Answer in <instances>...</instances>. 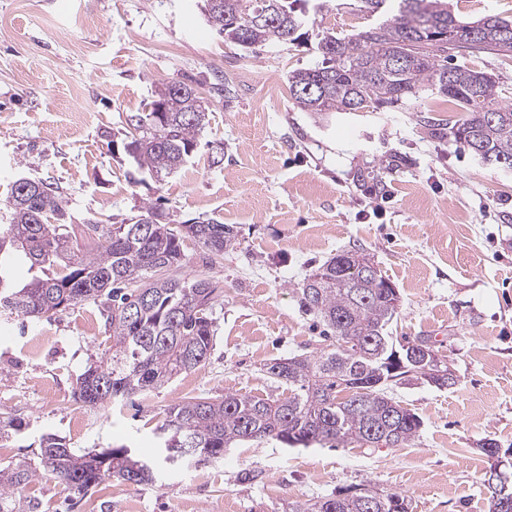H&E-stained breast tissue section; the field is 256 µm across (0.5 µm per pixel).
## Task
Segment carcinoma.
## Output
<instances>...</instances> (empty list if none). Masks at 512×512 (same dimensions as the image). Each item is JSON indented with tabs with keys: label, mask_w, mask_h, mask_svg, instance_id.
<instances>
[{
	"label": "carcinoma",
	"mask_w": 512,
	"mask_h": 512,
	"mask_svg": "<svg viewBox=\"0 0 512 512\" xmlns=\"http://www.w3.org/2000/svg\"><path fill=\"white\" fill-rule=\"evenodd\" d=\"M207 22L224 40L242 43L236 32L247 29L250 45L293 44L305 24L298 0H211ZM363 11L381 19L351 35L329 33L317 44L322 64L295 70L288 83L295 103L307 112H346L370 104L393 105L432 87L464 112L449 127L455 140L477 155H489L512 168V103L499 104L493 75L438 60L445 47L435 38L459 39L471 52L512 53V19L487 16L459 20L446 0H359ZM272 23L251 22L259 13ZM312 92H305L306 87ZM193 84H165L145 112L129 118L123 149L135 170L160 177L178 172L197 137L209 123L208 112L195 111ZM168 111H157L161 101ZM8 222L0 223V308L24 317L50 319L70 307L92 303L104 319L112 345L110 357L91 364L76 382V401L105 406L158 389L177 375L203 366L214 341L213 310L224 289L205 274L189 275L187 239L204 252L222 256L235 244L234 227L214 218L182 224L160 219L113 227L96 218L83 225L98 240L93 254L81 245L58 188L45 180L13 183L3 203ZM22 251L43 275L14 288L5 256ZM370 258L342 252L316 268L297 288L302 307L336 336V347L320 355H294L266 365V373L288 384L284 399L241 394L194 397L170 406L154 434L159 456H137L129 448L77 454L63 438L40 437L38 463L0 467V512H14V495L36 479L52 477L63 489L86 494L108 479L134 485L155 479L159 462L176 456L183 442L193 444L202 460L219 459L236 442L276 440L286 446L369 443L385 434L391 447L411 443L420 418L388 395L391 327L399 314L396 288L383 275L366 273ZM413 378L438 389L456 384L448 359L426 338L401 347ZM23 434L22 423L0 419V443ZM398 491L363 487L353 494L291 502L288 512H409Z\"/></svg>",
	"instance_id": "1"
}]
</instances>
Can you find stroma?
<instances>
[{"label":"stroma","instance_id":"1","mask_svg":"<svg viewBox=\"0 0 512 512\" xmlns=\"http://www.w3.org/2000/svg\"><path fill=\"white\" fill-rule=\"evenodd\" d=\"M372 22L358 0H330L298 44L252 53L215 34L200 0H0V201L25 175L57 186L75 224H126L153 206L173 224L212 216L236 233L234 248L210 261L194 241L184 245L189 273L224 288L205 366L132 401H75L78 377L111 345L102 316L83 333L91 305L49 320L0 313V418L28 425L23 440L0 447L1 465L36 462L44 433L78 454L149 450L167 408L189 397H287L264 367L334 347L296 288L344 250L369 255L397 288L394 347L428 338L457 376L442 390L391 385L422 422L402 448L235 444L147 486L112 479L81 497L38 479L18 512H286L366 485L401 492L410 512H490L493 461L480 445L512 449V169L427 127L428 116L463 117L431 89L358 112L297 106L288 76L321 63L319 39ZM451 55L493 74L500 101L512 103V57ZM219 78L233 98L212 91ZM177 81L197 87L209 123L184 171L133 180L128 119ZM46 381L57 401L40 393ZM248 470L262 480L242 481Z\"/></svg>","mask_w":512,"mask_h":512}]
</instances>
